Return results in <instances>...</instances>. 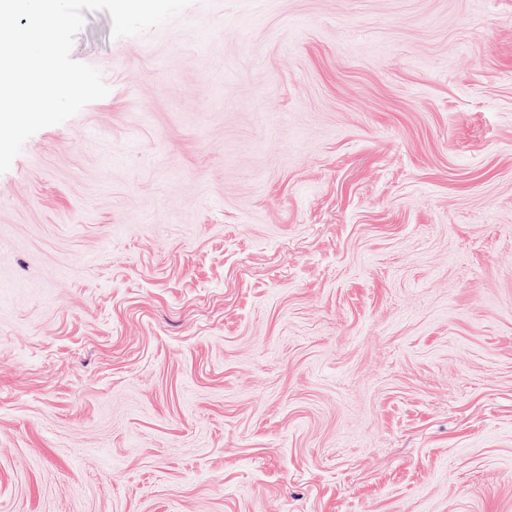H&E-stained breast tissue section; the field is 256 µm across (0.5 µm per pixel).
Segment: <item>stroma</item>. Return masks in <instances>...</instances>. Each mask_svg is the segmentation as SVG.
<instances>
[{"instance_id": "35a3bbf8", "label": "stroma", "mask_w": 512, "mask_h": 512, "mask_svg": "<svg viewBox=\"0 0 512 512\" xmlns=\"http://www.w3.org/2000/svg\"><path fill=\"white\" fill-rule=\"evenodd\" d=\"M0 173V512H512V0L89 11Z\"/></svg>"}]
</instances>
